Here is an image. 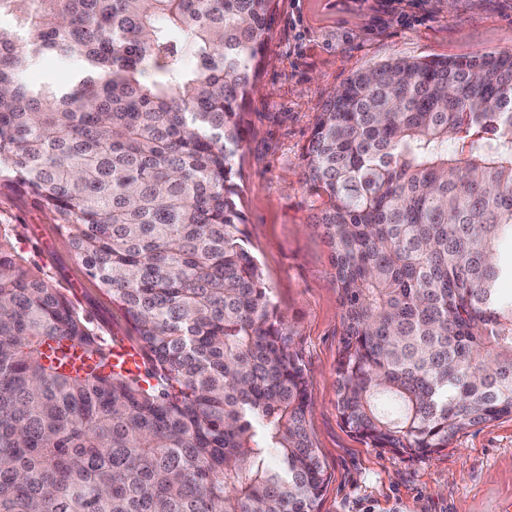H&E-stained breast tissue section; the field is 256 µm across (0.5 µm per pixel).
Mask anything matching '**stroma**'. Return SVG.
<instances>
[{
	"label": "stroma",
	"instance_id": "stroma-1",
	"mask_svg": "<svg viewBox=\"0 0 512 512\" xmlns=\"http://www.w3.org/2000/svg\"><path fill=\"white\" fill-rule=\"evenodd\" d=\"M512 49V0H276L263 66L235 158L248 247L307 368L308 430L327 473L318 512H512V417L470 428L430 458L369 448L336 410L341 308L331 252L314 227L319 202L302 181L304 152L332 92L390 58L471 57ZM0 224L90 315L102 336H136L88 275L52 214L0 186Z\"/></svg>",
	"mask_w": 512,
	"mask_h": 512
}]
</instances>
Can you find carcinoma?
Here are the masks:
<instances>
[{
  "mask_svg": "<svg viewBox=\"0 0 512 512\" xmlns=\"http://www.w3.org/2000/svg\"><path fill=\"white\" fill-rule=\"evenodd\" d=\"M274 2L0 0V184L58 219L155 380L0 224V512H317L306 366L234 181ZM41 55L82 72L31 85ZM304 161L344 428L424 458L512 416V50L354 74Z\"/></svg>",
  "mask_w": 512,
  "mask_h": 512,
  "instance_id": "obj_1",
  "label": "carcinoma"
}]
</instances>
